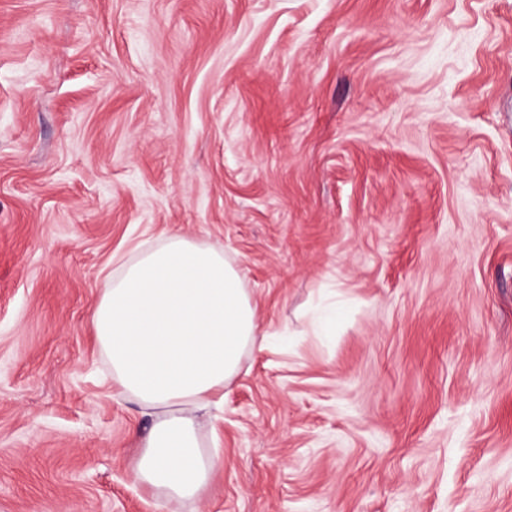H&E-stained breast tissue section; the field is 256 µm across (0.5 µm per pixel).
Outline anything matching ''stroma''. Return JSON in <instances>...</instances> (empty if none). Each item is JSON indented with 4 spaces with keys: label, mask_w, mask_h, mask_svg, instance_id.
<instances>
[{
    "label": "stroma",
    "mask_w": 512,
    "mask_h": 512,
    "mask_svg": "<svg viewBox=\"0 0 512 512\" xmlns=\"http://www.w3.org/2000/svg\"><path fill=\"white\" fill-rule=\"evenodd\" d=\"M176 233L269 332L179 512H512V0H0V512H168L91 311Z\"/></svg>",
    "instance_id": "obj_1"
}]
</instances>
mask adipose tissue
Here are the masks:
<instances>
[{"label":"adipose tissue","instance_id":"1","mask_svg":"<svg viewBox=\"0 0 512 512\" xmlns=\"http://www.w3.org/2000/svg\"><path fill=\"white\" fill-rule=\"evenodd\" d=\"M92 324L114 383L155 418L136 479L170 504L201 498L220 459L201 443L199 414L223 403L243 354L265 341L240 271L171 235L108 278Z\"/></svg>","mask_w":512,"mask_h":512}]
</instances>
